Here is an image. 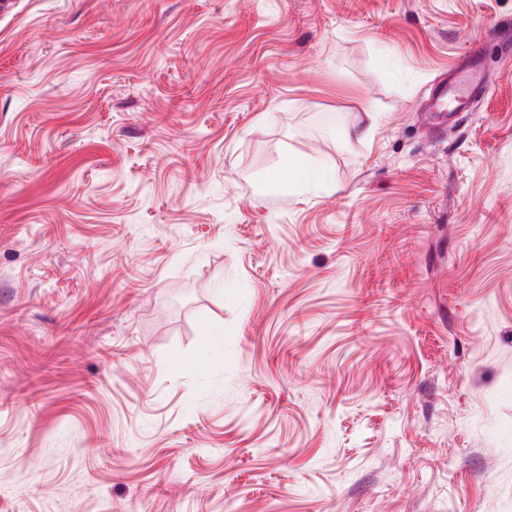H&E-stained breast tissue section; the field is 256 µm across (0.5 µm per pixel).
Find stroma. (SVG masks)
Segmentation results:
<instances>
[{
    "label": "stroma",
    "instance_id": "stroma-1",
    "mask_svg": "<svg viewBox=\"0 0 512 512\" xmlns=\"http://www.w3.org/2000/svg\"><path fill=\"white\" fill-rule=\"evenodd\" d=\"M507 30L512 0L0 16V512H512ZM475 54L465 55L447 73L439 76L432 87L433 110L438 116L445 112H467L472 95L485 89V80L475 60ZM448 101L452 107L448 108Z\"/></svg>",
    "mask_w": 512,
    "mask_h": 512
}]
</instances>
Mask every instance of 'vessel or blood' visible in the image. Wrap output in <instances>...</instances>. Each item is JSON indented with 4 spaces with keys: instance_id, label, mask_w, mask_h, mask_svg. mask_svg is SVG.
I'll list each match as a JSON object with an SVG mask.
<instances>
[{
    "instance_id": "vessel-or-blood-1",
    "label": "vessel or blood",
    "mask_w": 512,
    "mask_h": 512,
    "mask_svg": "<svg viewBox=\"0 0 512 512\" xmlns=\"http://www.w3.org/2000/svg\"><path fill=\"white\" fill-rule=\"evenodd\" d=\"M484 87L485 80L474 55H466L435 80L432 87L433 110L440 116L450 110L469 111L472 95Z\"/></svg>"
}]
</instances>
